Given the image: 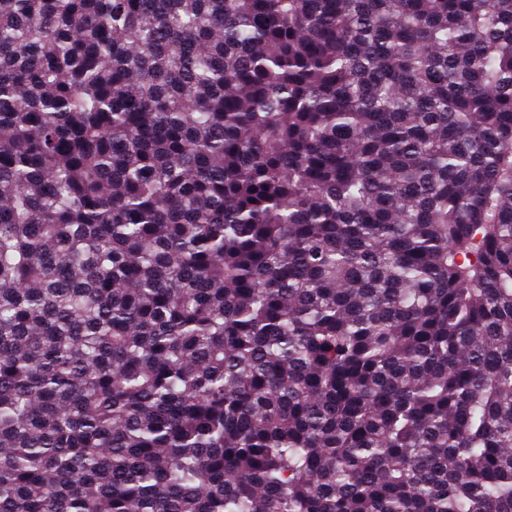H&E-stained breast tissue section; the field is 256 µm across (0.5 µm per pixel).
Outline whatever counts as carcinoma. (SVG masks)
<instances>
[{
  "label": "carcinoma",
  "mask_w": 512,
  "mask_h": 512,
  "mask_svg": "<svg viewBox=\"0 0 512 512\" xmlns=\"http://www.w3.org/2000/svg\"><path fill=\"white\" fill-rule=\"evenodd\" d=\"M0 512H512V0H0Z\"/></svg>",
  "instance_id": "carcinoma-1"
}]
</instances>
